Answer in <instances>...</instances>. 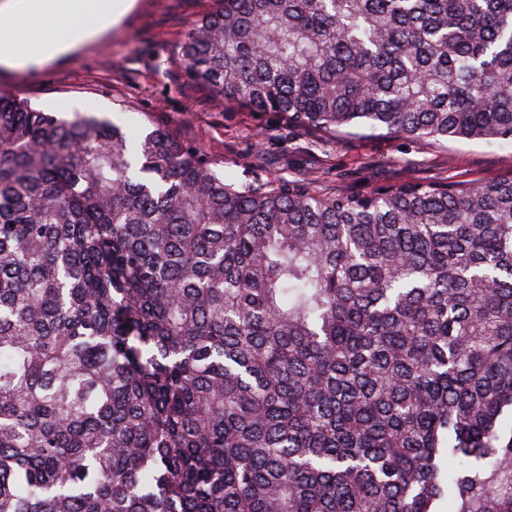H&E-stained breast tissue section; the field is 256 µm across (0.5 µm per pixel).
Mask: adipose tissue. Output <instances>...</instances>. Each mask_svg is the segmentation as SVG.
I'll use <instances>...</instances> for the list:
<instances>
[{
	"mask_svg": "<svg viewBox=\"0 0 512 512\" xmlns=\"http://www.w3.org/2000/svg\"><path fill=\"white\" fill-rule=\"evenodd\" d=\"M132 0H12L0 11V28L7 32L0 44V64H37L66 52L68 27L82 22L96 36L131 7Z\"/></svg>",
	"mask_w": 512,
	"mask_h": 512,
	"instance_id": "adipose-tissue-1",
	"label": "adipose tissue"
}]
</instances>
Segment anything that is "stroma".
Segmentation results:
<instances>
[{
    "instance_id": "1",
    "label": "stroma",
    "mask_w": 512,
    "mask_h": 512,
    "mask_svg": "<svg viewBox=\"0 0 512 512\" xmlns=\"http://www.w3.org/2000/svg\"><path fill=\"white\" fill-rule=\"evenodd\" d=\"M212 6L213 0H135L95 37H86L83 26L70 28L72 49L42 65H1L0 88L66 117L88 105L130 131L166 128L242 182L276 173L316 180L331 192L364 193L409 177L478 182L512 175V146L287 132L275 113L227 106L180 62L184 33Z\"/></svg>"
}]
</instances>
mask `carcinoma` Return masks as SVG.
<instances>
[{
  "label": "carcinoma",
  "mask_w": 512,
  "mask_h": 512,
  "mask_svg": "<svg viewBox=\"0 0 512 512\" xmlns=\"http://www.w3.org/2000/svg\"><path fill=\"white\" fill-rule=\"evenodd\" d=\"M181 61L329 136L512 146V0H214ZM512 512V177L225 179L0 88V512Z\"/></svg>",
  "instance_id": "obj_1"
}]
</instances>
